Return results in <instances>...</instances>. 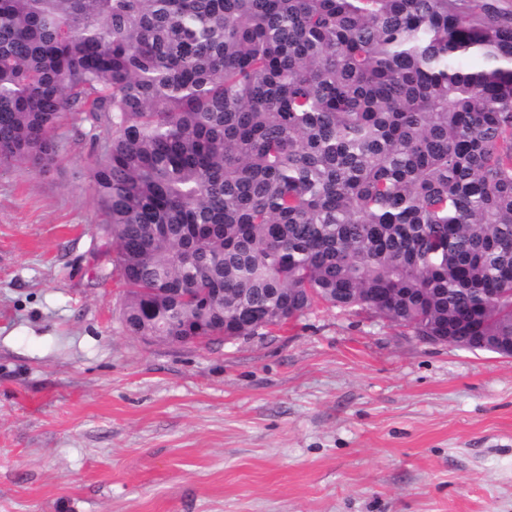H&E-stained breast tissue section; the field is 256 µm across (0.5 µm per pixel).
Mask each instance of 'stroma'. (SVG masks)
I'll list each match as a JSON object with an SVG mask.
<instances>
[{
    "label": "stroma",
    "mask_w": 512,
    "mask_h": 512,
    "mask_svg": "<svg viewBox=\"0 0 512 512\" xmlns=\"http://www.w3.org/2000/svg\"><path fill=\"white\" fill-rule=\"evenodd\" d=\"M0 171V512H512V357L319 306L210 344L125 333L96 145Z\"/></svg>",
    "instance_id": "35a3bbf8"
}]
</instances>
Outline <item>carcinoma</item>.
Returning <instances> with one entry per match:
<instances>
[{
	"mask_svg": "<svg viewBox=\"0 0 512 512\" xmlns=\"http://www.w3.org/2000/svg\"><path fill=\"white\" fill-rule=\"evenodd\" d=\"M68 114L127 335L512 343V0H0V169Z\"/></svg>",
	"mask_w": 512,
	"mask_h": 512,
	"instance_id": "cac0c4a2",
	"label": "carcinoma"
}]
</instances>
